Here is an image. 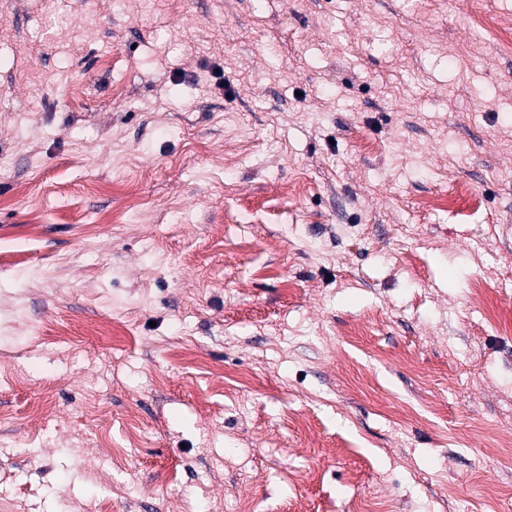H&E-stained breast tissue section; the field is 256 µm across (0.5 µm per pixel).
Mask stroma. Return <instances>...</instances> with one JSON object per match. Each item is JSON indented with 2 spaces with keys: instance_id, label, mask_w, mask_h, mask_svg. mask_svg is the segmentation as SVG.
Returning a JSON list of instances; mask_svg holds the SVG:
<instances>
[{
  "instance_id": "35a3bbf8",
  "label": "stroma",
  "mask_w": 512,
  "mask_h": 512,
  "mask_svg": "<svg viewBox=\"0 0 512 512\" xmlns=\"http://www.w3.org/2000/svg\"><path fill=\"white\" fill-rule=\"evenodd\" d=\"M492 16L0 0V512H512Z\"/></svg>"
}]
</instances>
